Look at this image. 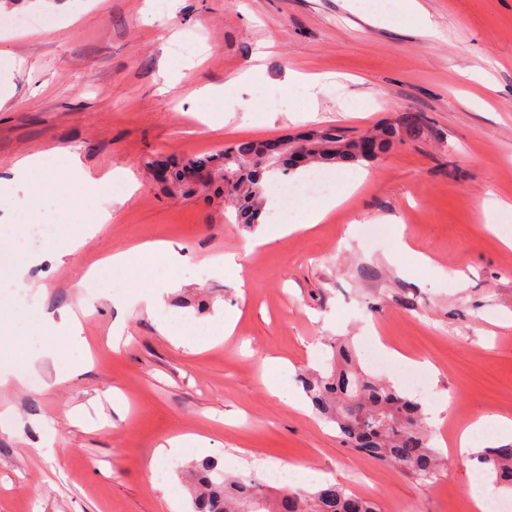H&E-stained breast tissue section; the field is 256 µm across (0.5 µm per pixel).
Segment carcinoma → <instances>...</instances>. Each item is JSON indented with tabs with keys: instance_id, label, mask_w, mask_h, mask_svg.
I'll list each match as a JSON object with an SVG mask.
<instances>
[{
	"instance_id": "obj_1",
	"label": "carcinoma",
	"mask_w": 512,
	"mask_h": 512,
	"mask_svg": "<svg viewBox=\"0 0 512 512\" xmlns=\"http://www.w3.org/2000/svg\"><path fill=\"white\" fill-rule=\"evenodd\" d=\"M425 120L421 113L404 112L396 122L375 132L380 153L386 154L397 140L422 137L429 131ZM320 133L326 150L312 153L303 167L364 161L355 151L354 137L334 127H322ZM254 145L252 140H240L224 147L219 155L188 159L170 171V181L175 188L188 190L185 172L210 169L215 177L232 184L225 197L235 209L236 222L257 224L266 205L267 176L275 172L288 175L296 170V164L294 154L285 153L277 166H261L252 159ZM227 155L232 160L225 163ZM300 381L316 413L335 424L345 447L423 482L448 470L447 457L430 445L422 404L356 366L347 348L334 347L331 366L305 373ZM478 459L495 483L512 487V444L491 448ZM189 477L192 512H382L375 500L340 483L328 482L312 492L289 487L269 493L254 478L225 474L215 458L192 463Z\"/></svg>"
}]
</instances>
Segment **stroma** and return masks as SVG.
Wrapping results in <instances>:
<instances>
[{
    "instance_id": "obj_1",
    "label": "stroma",
    "mask_w": 512,
    "mask_h": 512,
    "mask_svg": "<svg viewBox=\"0 0 512 512\" xmlns=\"http://www.w3.org/2000/svg\"><path fill=\"white\" fill-rule=\"evenodd\" d=\"M419 3L435 37L369 0H175L163 16L153 0H11L0 13V57L16 61L0 106L9 181L0 261L21 246L43 257L24 281L0 284V312L15 317L0 351L30 365L25 385L0 387V512H188L177 470L206 457L234 475L253 474L249 462L260 459L342 484L358 469L382 512H470L472 455L423 483L344 448L311 405L272 393L302 395L299 374L325 367L342 336L365 372L404 389L393 359L369 351L375 333L431 362L421 403L439 413L427 422L434 448H451L458 420L512 419V248L485 230L483 210L490 199L512 204V0ZM18 15L43 23L17 28ZM372 15L393 21L372 24ZM255 66L262 78L238 83ZM290 70L324 80L283 85ZM205 84L226 95L203 122L192 94ZM404 112L424 113L428 134L371 164L322 167L334 183L365 178L313 229L250 253L256 228L225 212L222 182L187 194L155 176L162 161L238 140L327 126L357 135ZM52 147L76 153L96 178L129 170L137 189L122 203L107 195L69 210L45 195L42 216L57 226L46 243L19 232L11 204L38 185L11 169ZM102 205L111 221L78 253L53 259ZM399 236L431 266L397 252ZM146 241L168 243L181 262L149 258L136 276L81 287L92 261ZM230 251L238 267L213 264ZM173 279L180 288L168 289ZM157 287L162 302L148 306ZM79 298L84 348L61 334L43 345L16 317L54 315ZM219 314L237 324L215 344L192 349L160 331L177 323L211 336ZM50 347L62 358L46 357ZM74 361L87 369L67 375ZM178 436L209 445L186 446L158 480L150 463Z\"/></svg>"
}]
</instances>
